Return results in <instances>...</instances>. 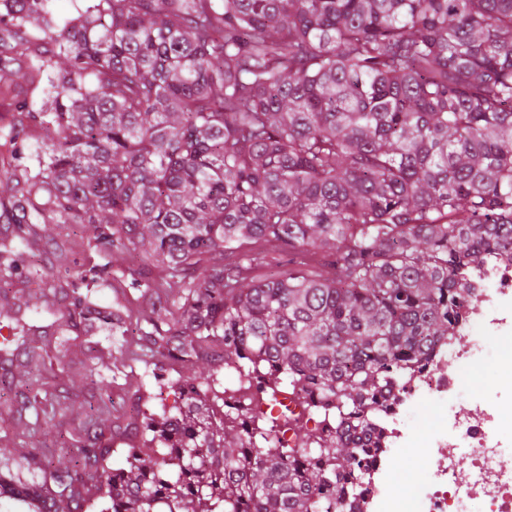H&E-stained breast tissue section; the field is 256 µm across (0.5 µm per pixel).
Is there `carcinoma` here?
<instances>
[{
  "mask_svg": "<svg viewBox=\"0 0 512 512\" xmlns=\"http://www.w3.org/2000/svg\"><path fill=\"white\" fill-rule=\"evenodd\" d=\"M0 220L79 224L136 253L145 324L76 296L67 315L128 358L224 347L265 395L313 392L326 431L219 408L220 371L135 409L156 447L106 468L103 435L59 466L0 465L16 512H344L386 393L458 321L468 265L512 251V0H0ZM0 248V275L15 274ZM109 268L77 270L85 287ZM4 361L27 350L9 316ZM65 351L40 357L64 368ZM23 404L55 410L33 383Z\"/></svg>",
  "mask_w": 512,
  "mask_h": 512,
  "instance_id": "cac0c4a2",
  "label": "carcinoma"
}]
</instances>
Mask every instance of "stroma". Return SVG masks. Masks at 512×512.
<instances>
[{"instance_id": "1", "label": "stroma", "mask_w": 512, "mask_h": 512, "mask_svg": "<svg viewBox=\"0 0 512 512\" xmlns=\"http://www.w3.org/2000/svg\"><path fill=\"white\" fill-rule=\"evenodd\" d=\"M39 246L27 245L15 236V227L0 223V238L10 239L20 258V275L0 277V310L25 308L28 294L38 287L37 280L26 277L30 267H37L50 278L65 277L66 263H75L88 270L109 265L111 271H125L132 262L128 255H105L88 242V235L78 225L62 229L55 224L40 227ZM160 370L164 378L175 380L190 377L192 372H207L205 364L190 370L167 361L160 365L139 362L129 364L119 348L100 342L94 350L73 346L67 352L64 371H41L32 363L0 366V388L8 392L12 403L0 408V448H39L45 455H57L68 431L87 422L88 405L98 403L100 380L112 384V408L108 419L100 421L103 441L109 448L108 466L117 468L126 463L127 444L142 445L141 427L133 416V409L143 404L147 396L162 397L164 404H172L173 393L162 389L150 377V370ZM42 378L45 388L55 397L53 414L44 416L27 410L22 397L32 378ZM441 424L433 406L424 404L414 415L413 428L420 441L418 447L399 449L393 460L394 489L403 498L411 497L416 481L428 466L421 444Z\"/></svg>"}]
</instances>
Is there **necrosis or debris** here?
<instances>
[{
  "label": "necrosis or debris",
  "mask_w": 512,
  "mask_h": 512,
  "mask_svg": "<svg viewBox=\"0 0 512 512\" xmlns=\"http://www.w3.org/2000/svg\"><path fill=\"white\" fill-rule=\"evenodd\" d=\"M467 277L453 334L434 345L423 370L411 373L388 394L348 512H512V393L487 388L468 397L462 393L473 373L512 376V258L500 255L490 263L475 262ZM491 341L498 343L499 352L489 361L485 349ZM260 385L256 378L234 383L224 391L225 407L277 419L276 439L286 448L297 445L295 423L321 429L320 419L306 408L308 396L284 390L267 399ZM463 399L475 407V414L461 412ZM424 402L438 410L442 426L425 448L426 474L406 500L392 488L391 462L398 449L415 442L409 418ZM463 456L470 472L462 484L456 466Z\"/></svg>",
  "instance_id": "necrosis-or-debris-1"
}]
</instances>
